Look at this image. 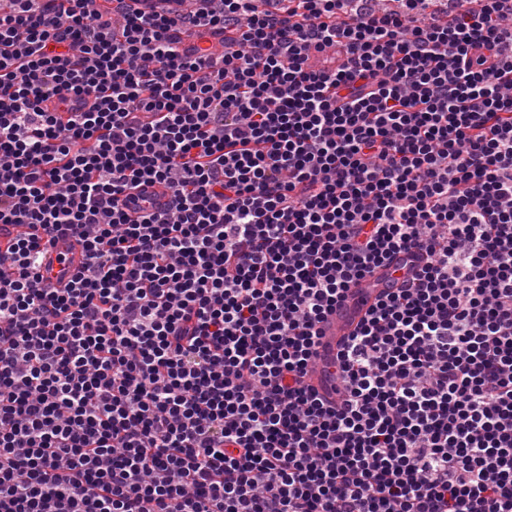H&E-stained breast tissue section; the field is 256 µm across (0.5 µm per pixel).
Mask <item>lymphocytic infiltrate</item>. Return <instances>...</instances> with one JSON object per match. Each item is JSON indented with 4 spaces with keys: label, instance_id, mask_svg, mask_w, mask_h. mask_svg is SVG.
I'll return each instance as SVG.
<instances>
[{
    "label": "lymphocytic infiltrate",
    "instance_id": "f902f5d3",
    "mask_svg": "<svg viewBox=\"0 0 512 512\" xmlns=\"http://www.w3.org/2000/svg\"><path fill=\"white\" fill-rule=\"evenodd\" d=\"M91 2L0 11V512H512V0ZM60 253L67 255L66 260L63 261L62 257L59 255ZM79 261L80 253L75 240H69V238H59L56 246L52 252L49 253L44 266L49 267L48 275L53 278L52 281H56L62 273L70 270L73 271L74 268L78 266ZM412 261L406 254H398L390 265L380 267L372 276L353 285L347 298L322 324L315 356L316 372L310 380L319 393L335 401L336 353L345 336L351 333L376 296L385 293L408 274Z\"/></svg>",
    "mask_w": 512,
    "mask_h": 512
}]
</instances>
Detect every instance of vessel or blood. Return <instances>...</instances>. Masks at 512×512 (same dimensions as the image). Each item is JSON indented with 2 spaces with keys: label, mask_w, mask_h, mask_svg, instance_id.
I'll return each instance as SVG.
<instances>
[{
  "label": "vessel or blood",
  "mask_w": 512,
  "mask_h": 512,
  "mask_svg": "<svg viewBox=\"0 0 512 512\" xmlns=\"http://www.w3.org/2000/svg\"><path fill=\"white\" fill-rule=\"evenodd\" d=\"M79 261L80 253L75 241L63 238L49 253L46 264L50 277L56 279L76 268ZM411 267L412 261L407 255H397L390 265L379 268L372 276L353 285L346 299L327 317L321 326L315 356L316 372L310 380L315 390L328 398H335L336 353L345 336L351 333L374 298L400 282Z\"/></svg>",
  "instance_id": "vessel-or-blood-1"
}]
</instances>
